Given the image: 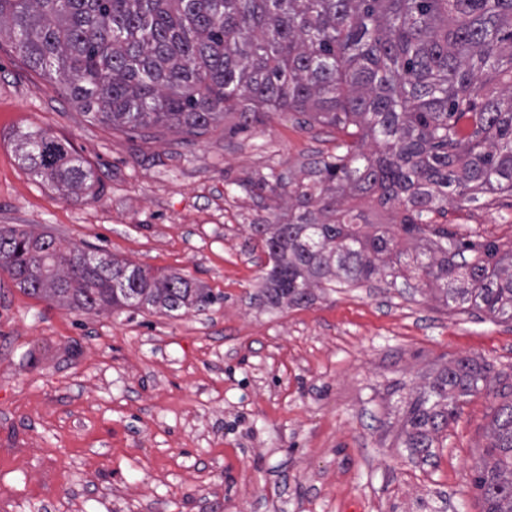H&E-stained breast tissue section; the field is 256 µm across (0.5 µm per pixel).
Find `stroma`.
Returning a JSON list of instances; mask_svg holds the SVG:
<instances>
[{
  "label": "stroma",
  "instance_id": "1",
  "mask_svg": "<svg viewBox=\"0 0 512 512\" xmlns=\"http://www.w3.org/2000/svg\"><path fill=\"white\" fill-rule=\"evenodd\" d=\"M275 112L246 131L154 136L79 112L0 38V226L53 236L154 274L179 273L221 304L170 315L74 310L0 271V512H482L472 477L512 392V321L454 314L428 293L371 281L270 304L255 224L343 135ZM64 140L99 176L64 196L24 169L14 135ZM458 237L512 242V208L449 209ZM485 360L431 456L404 448L405 410L451 362Z\"/></svg>",
  "mask_w": 512,
  "mask_h": 512
}]
</instances>
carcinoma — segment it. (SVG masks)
Segmentation results:
<instances>
[{
	"label": "carcinoma",
	"instance_id": "obj_1",
	"mask_svg": "<svg viewBox=\"0 0 512 512\" xmlns=\"http://www.w3.org/2000/svg\"><path fill=\"white\" fill-rule=\"evenodd\" d=\"M16 49L80 111L130 131L204 135L226 112L247 130L290 111L346 134L310 163L308 182L272 173L298 206L254 224L276 264L270 303L300 305L313 281L376 276L429 290L450 311L512 320V243H476L437 224L485 194L512 208V0H0ZM377 150L367 152V141ZM21 165L58 192L97 199L100 178L65 142L18 134ZM402 211L396 234H368L345 192ZM52 237L0 228V270L33 297L76 310H205L224 295L179 274L156 277L110 256L80 259ZM488 387L487 364L461 358L408 404L405 447L429 453L462 404ZM494 416L490 461L472 484L483 512H512V399Z\"/></svg>",
	"mask_w": 512,
	"mask_h": 512
}]
</instances>
